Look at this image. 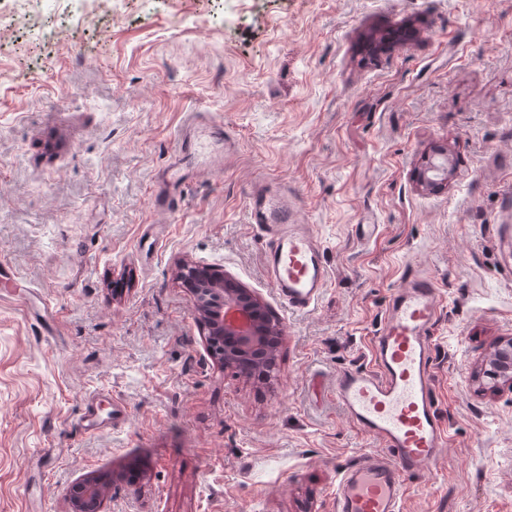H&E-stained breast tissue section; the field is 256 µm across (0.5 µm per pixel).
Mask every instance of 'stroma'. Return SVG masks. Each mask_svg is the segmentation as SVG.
<instances>
[{
  "label": "stroma",
  "instance_id": "obj_1",
  "mask_svg": "<svg viewBox=\"0 0 512 512\" xmlns=\"http://www.w3.org/2000/svg\"><path fill=\"white\" fill-rule=\"evenodd\" d=\"M229 141L177 215L152 188L187 112ZM445 190L415 173L435 146ZM290 187L331 276L288 309L248 219ZM512 0H0V512H67L81 476L103 512H333L341 471L379 450L337 403L408 271L446 297L438 408L452 439L404 512H512V388L480 368L512 340ZM372 224L360 241L357 225ZM279 320L271 377L207 349L184 257ZM51 301L47 330L23 302ZM126 415L80 425L88 403Z\"/></svg>",
  "mask_w": 512,
  "mask_h": 512
}]
</instances>
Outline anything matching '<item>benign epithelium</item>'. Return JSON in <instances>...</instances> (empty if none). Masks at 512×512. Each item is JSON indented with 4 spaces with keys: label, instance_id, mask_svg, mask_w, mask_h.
<instances>
[{
    "label": "benign epithelium",
    "instance_id": "benign-epithelium-1",
    "mask_svg": "<svg viewBox=\"0 0 512 512\" xmlns=\"http://www.w3.org/2000/svg\"><path fill=\"white\" fill-rule=\"evenodd\" d=\"M452 175L447 148L439 147L428 157L418 181L421 187L433 190L446 185ZM209 271L210 266L190 259L179 264V276L189 273L201 283V287L192 289V293L195 311L208 330L206 345L209 352H214L215 340L222 339L225 344L224 367L261 359L275 325L265 302L227 275L222 283L209 279ZM484 376L496 384L505 382L512 387V341L484 368ZM101 484L97 474L77 479L68 492L70 512H102Z\"/></svg>",
    "mask_w": 512,
    "mask_h": 512
}]
</instances>
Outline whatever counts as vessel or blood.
<instances>
[{"label":"vessel or blood","mask_w":512,"mask_h":512,"mask_svg":"<svg viewBox=\"0 0 512 512\" xmlns=\"http://www.w3.org/2000/svg\"><path fill=\"white\" fill-rule=\"evenodd\" d=\"M225 141L223 124L191 112L181 128L179 151L196 155ZM188 179L182 163L172 161L153 188L155 208L167 214L179 211ZM247 208L250 223L269 237L265 265L270 284L289 309L313 308L329 273L313 225L298 221L294 196L286 187L259 184ZM442 306L434 281L409 273L370 340V365L337 374L338 403L381 450L359 455L343 471L336 484L335 512H402L408 479L430 470L443 456L449 431L437 407L433 343Z\"/></svg>","instance_id":"1"}]
</instances>
